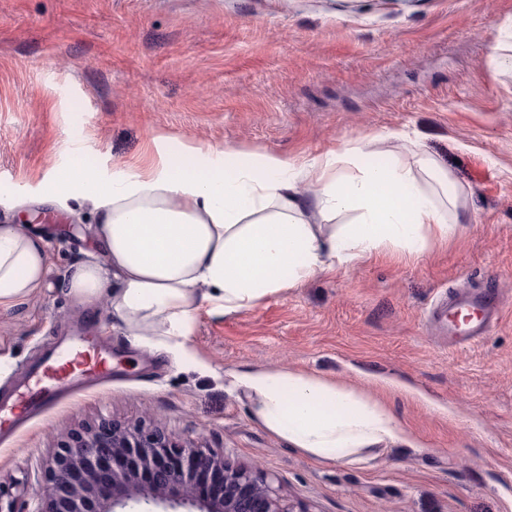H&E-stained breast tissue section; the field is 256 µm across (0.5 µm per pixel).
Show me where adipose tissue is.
I'll return each mask as SVG.
<instances>
[{
    "label": "adipose tissue",
    "mask_w": 512,
    "mask_h": 512,
    "mask_svg": "<svg viewBox=\"0 0 512 512\" xmlns=\"http://www.w3.org/2000/svg\"><path fill=\"white\" fill-rule=\"evenodd\" d=\"M296 163L232 148L189 146L159 164L104 180L84 163L54 177L55 200L93 202L106 264L75 265L65 280L85 301L106 298L129 336L161 351L190 336L200 310L229 314L385 245L410 251L451 234L459 195L428 158L373 167L352 155ZM317 191L305 197L302 182ZM352 213L346 224L336 217ZM46 243L0 224V305L31 296L48 268ZM257 420L290 447L336 462L398 438L387 410L290 369L238 374Z\"/></svg>",
    "instance_id": "ef3b65f1"
}]
</instances>
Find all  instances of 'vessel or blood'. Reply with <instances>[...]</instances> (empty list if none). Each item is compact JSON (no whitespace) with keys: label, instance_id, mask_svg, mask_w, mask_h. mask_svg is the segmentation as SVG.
<instances>
[{"label":"vessel or blood","instance_id":"b4317fda","mask_svg":"<svg viewBox=\"0 0 512 512\" xmlns=\"http://www.w3.org/2000/svg\"><path fill=\"white\" fill-rule=\"evenodd\" d=\"M497 289L452 292L445 309V334L451 344L474 345L487 336L501 318ZM98 337L81 332L65 338L30 367L23 388L12 400L0 402V425H9L40 413L63 393L87 388L112 366Z\"/></svg>","mask_w":512,"mask_h":512}]
</instances>
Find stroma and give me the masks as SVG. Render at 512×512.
<instances>
[{
	"label": "stroma",
	"instance_id": "35a3bbf8",
	"mask_svg": "<svg viewBox=\"0 0 512 512\" xmlns=\"http://www.w3.org/2000/svg\"><path fill=\"white\" fill-rule=\"evenodd\" d=\"M512 0H0V224L42 237L49 269L0 306V397L76 327L112 347V379L0 441V487L35 512L69 432L163 424L259 467L310 512H512ZM447 170L465 204L447 240L382 248L227 315L184 348L132 343L63 282L99 255L95 214L47 202L72 152L102 177L210 144L311 160L394 134ZM494 281L502 319L449 349L429 312ZM285 368L391 412L399 440L324 462L253 416L237 373Z\"/></svg>",
	"mask_w": 512,
	"mask_h": 512
}]
</instances>
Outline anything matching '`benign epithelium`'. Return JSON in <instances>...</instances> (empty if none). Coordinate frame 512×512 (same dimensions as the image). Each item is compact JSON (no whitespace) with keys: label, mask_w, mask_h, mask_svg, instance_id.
<instances>
[{"label":"benign epithelium","mask_w":512,"mask_h":512,"mask_svg":"<svg viewBox=\"0 0 512 512\" xmlns=\"http://www.w3.org/2000/svg\"><path fill=\"white\" fill-rule=\"evenodd\" d=\"M146 472L148 483L138 479ZM35 512H126L137 503L188 505L191 512H307L224 453L164 428L103 419L72 433L53 458Z\"/></svg>","instance_id":"1"}]
</instances>
